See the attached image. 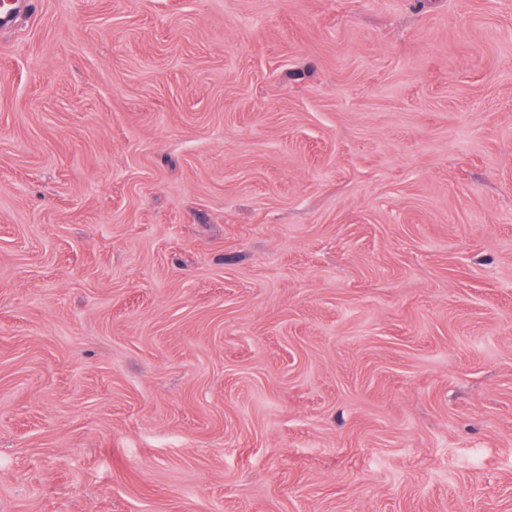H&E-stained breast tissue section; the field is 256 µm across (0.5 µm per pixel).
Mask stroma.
I'll return each mask as SVG.
<instances>
[{"mask_svg": "<svg viewBox=\"0 0 512 512\" xmlns=\"http://www.w3.org/2000/svg\"><path fill=\"white\" fill-rule=\"evenodd\" d=\"M0 512H512V0H27Z\"/></svg>", "mask_w": 512, "mask_h": 512, "instance_id": "35a3bbf8", "label": "stroma"}]
</instances>
